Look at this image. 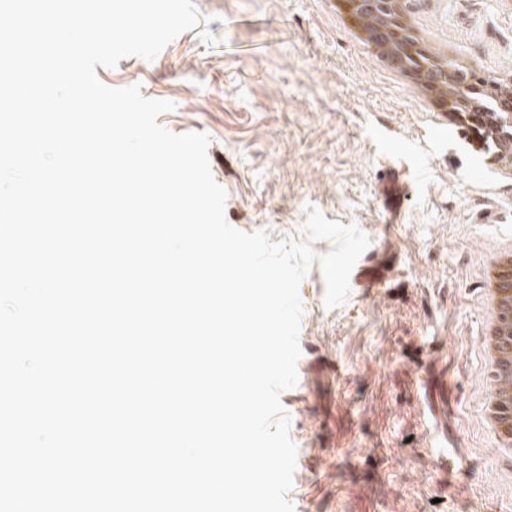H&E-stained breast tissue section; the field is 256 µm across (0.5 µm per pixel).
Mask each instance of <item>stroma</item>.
Listing matches in <instances>:
<instances>
[{
	"label": "stroma",
	"mask_w": 512,
	"mask_h": 512,
	"mask_svg": "<svg viewBox=\"0 0 512 512\" xmlns=\"http://www.w3.org/2000/svg\"><path fill=\"white\" fill-rule=\"evenodd\" d=\"M203 19L153 61L97 68L111 87L168 100L163 128L199 131L226 190L228 222L271 241L299 237L307 205L371 239L384 283L324 304L312 268L301 282L298 383L291 420L295 512H512V461L483 418V291L512 243V185L492 153L454 126L432 125L401 86L350 43L337 0H194ZM439 39L483 66L512 68L505 0H412ZM420 175L400 220L378 174ZM460 461L440 464L445 444Z\"/></svg>",
	"instance_id": "35a3bbf8"
}]
</instances>
